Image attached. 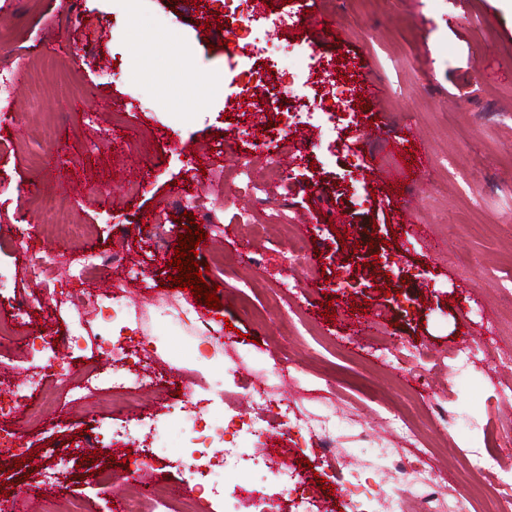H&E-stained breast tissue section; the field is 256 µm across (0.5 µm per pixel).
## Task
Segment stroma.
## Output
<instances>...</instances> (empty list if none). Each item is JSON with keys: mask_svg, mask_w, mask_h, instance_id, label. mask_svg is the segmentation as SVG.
I'll list each match as a JSON object with an SVG mask.
<instances>
[{"mask_svg": "<svg viewBox=\"0 0 512 512\" xmlns=\"http://www.w3.org/2000/svg\"><path fill=\"white\" fill-rule=\"evenodd\" d=\"M305 2L274 0V10L297 22L264 30L268 54L300 66L316 54L311 89L322 92L323 72H333L343 114L333 126L323 116L290 125L280 146L284 179L270 184L262 204L236 192L233 179L241 156L262 165L256 142L277 130L267 113L251 110L249 99L266 92L236 80L223 32L199 27L221 17L214 0H140L134 16L122 0H40L34 13L27 0H10L0 8V26L12 31L0 40V69L15 74L17 93L14 112L0 116V139L16 143L0 152V263L12 269L0 289V321L39 337L57 358L46 369L20 341L0 342V398L10 399L34 370L45 383L25 400L26 411H43L39 426L0 421L29 456L17 468L13 453L0 454L7 496L27 490L62 508L79 499L88 512H113L114 497L141 488L131 470L115 465L126 450L86 443L92 401L72 404L63 390L62 372L109 366L100 349L105 332L162 377L107 421L147 416L164 425L166 448L148 463V483L164 495L185 486L186 438L169 423L178 389L245 417L257 413L256 387L299 414L329 415L335 459L273 413L252 446L310 462V490L329 499L331 512H348L354 465L375 464L378 480L401 490L376 454L403 445L384 422L394 414L413 420L419 448L455 486L450 512L471 510L459 465L465 455L499 456L512 467V365L462 370L445 362L418 380L403 368L421 353L494 349V323L512 339V7L506 0H317L312 13ZM289 44L297 54L286 55ZM355 56L362 66L352 64ZM410 125L418 141L406 139ZM421 151L429 161L421 180L392 189L383 170L411 165ZM132 182L138 194L126 193ZM187 194L196 200L193 216L209 217L203 230L213 245L197 262L209 267L205 280L218 286L221 307L191 304L205 318L229 320L224 336L234 361L220 347L196 360L195 325L170 310L174 293L163 287L176 272L171 262L184 231L176 200ZM43 196L88 225L87 235L70 243L43 223ZM271 202L286 203L315 240L305 269L289 266L277 226L262 237L239 233L240 213L264 222ZM408 212L428 227L427 238L404 224ZM39 251L111 254L112 265L94 277L107 287L131 265L137 331L119 319L100 327L92 302L83 337L72 343L79 314L64 299L76 285L60 266L54 287H44L23 262ZM295 279L298 293L270 300L269 284ZM326 303L333 318L321 313ZM72 455L79 467L60 471V459Z\"/></svg>", "mask_w": 512, "mask_h": 512, "instance_id": "1", "label": "stroma"}]
</instances>
